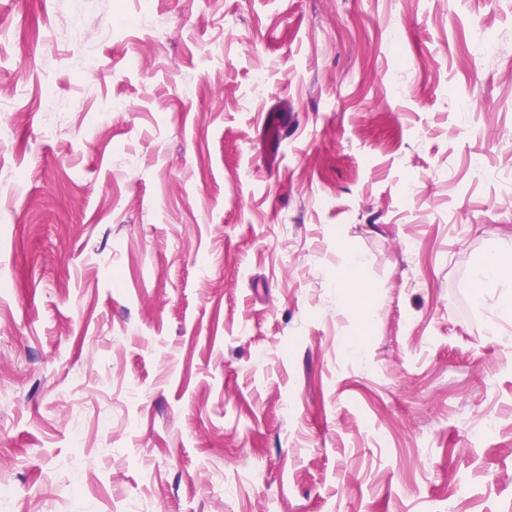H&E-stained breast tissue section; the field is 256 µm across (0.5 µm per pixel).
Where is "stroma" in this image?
I'll return each mask as SVG.
<instances>
[{
    "label": "stroma",
    "mask_w": 512,
    "mask_h": 512,
    "mask_svg": "<svg viewBox=\"0 0 512 512\" xmlns=\"http://www.w3.org/2000/svg\"><path fill=\"white\" fill-rule=\"evenodd\" d=\"M0 100L16 512H512V0H0ZM512 262L506 256L492 252L483 257L476 265L469 280L473 300L479 307L487 304L488 291L491 288L510 283L512 279ZM363 264L358 255L350 259L345 276L336 280V288L340 293V305L346 307L359 306L372 286L365 280L362 274Z\"/></svg>",
    "instance_id": "35a3bbf8"
}]
</instances>
